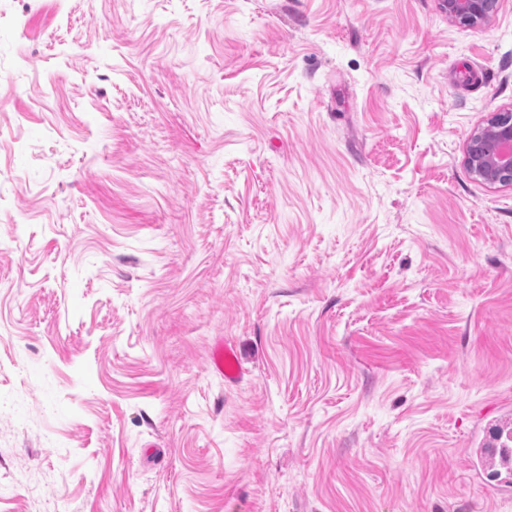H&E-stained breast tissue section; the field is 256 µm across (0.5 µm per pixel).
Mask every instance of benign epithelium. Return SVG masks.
<instances>
[{"label":"benign epithelium","mask_w":512,"mask_h":512,"mask_svg":"<svg viewBox=\"0 0 512 512\" xmlns=\"http://www.w3.org/2000/svg\"><path fill=\"white\" fill-rule=\"evenodd\" d=\"M500 0H442L448 18L460 22L489 21ZM465 163L472 174L490 184L512 183V113H498L488 126L468 137Z\"/></svg>","instance_id":"1"}]
</instances>
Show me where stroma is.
Here are the masks:
<instances>
[{"label":"stroma","instance_id":"obj_1","mask_svg":"<svg viewBox=\"0 0 512 512\" xmlns=\"http://www.w3.org/2000/svg\"><path fill=\"white\" fill-rule=\"evenodd\" d=\"M507 111L512 0H0V512H512ZM500 0H443L442 5L448 18L460 22L489 21L499 9ZM487 134V140L484 135ZM465 163L472 174L490 184L512 183V113H498L487 127L468 137ZM209 370L221 377L224 383L235 384L241 377L236 350L223 342L214 345L209 357Z\"/></svg>","mask_w":512,"mask_h":512}]
</instances>
